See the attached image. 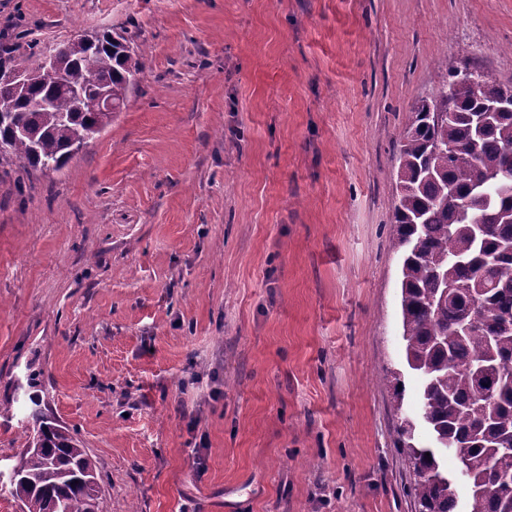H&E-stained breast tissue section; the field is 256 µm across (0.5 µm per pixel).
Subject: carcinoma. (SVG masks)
I'll use <instances>...</instances> for the list:
<instances>
[{
	"label": "carcinoma",
	"instance_id": "1",
	"mask_svg": "<svg viewBox=\"0 0 512 512\" xmlns=\"http://www.w3.org/2000/svg\"><path fill=\"white\" fill-rule=\"evenodd\" d=\"M64 85L36 81L28 105L0 118V160L25 173L66 166L69 149L87 145L112 123V112H85L70 88L112 91L122 108L144 67L143 52L103 32L92 48L77 35L55 47ZM35 70L29 58L0 67V98L9 79ZM512 85L467 61L448 71L431 97L411 108L399 142L392 248L401 260L402 340L420 378L418 419L395 425L396 448L414 469L416 512H457L440 447L453 451L466 489L481 491L479 512H512V112L477 116ZM32 426L11 465L10 495L22 512H95L99 466L67 431L46 421L32 401ZM435 444L416 439V421Z\"/></svg>",
	"mask_w": 512,
	"mask_h": 512
}]
</instances>
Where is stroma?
I'll use <instances>...</instances> for the list:
<instances>
[{
	"label": "stroma",
	"instance_id": "obj_1",
	"mask_svg": "<svg viewBox=\"0 0 512 512\" xmlns=\"http://www.w3.org/2000/svg\"><path fill=\"white\" fill-rule=\"evenodd\" d=\"M103 31L122 112L0 171V469L36 401L101 512H415L398 144L460 49L512 83V0H0L8 65Z\"/></svg>",
	"mask_w": 512,
	"mask_h": 512
}]
</instances>
